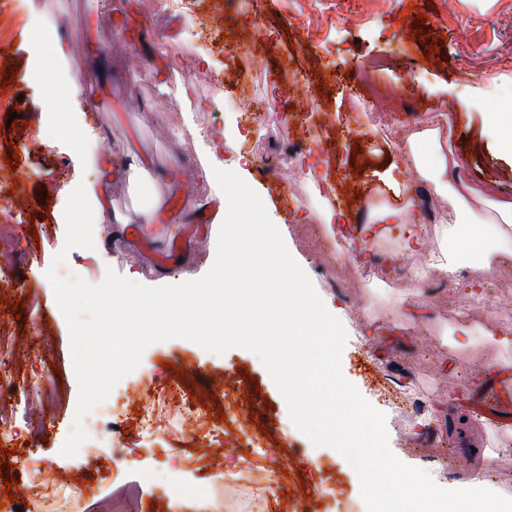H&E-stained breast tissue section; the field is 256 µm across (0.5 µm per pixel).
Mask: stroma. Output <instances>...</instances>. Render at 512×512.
<instances>
[{
    "label": "stroma",
    "mask_w": 512,
    "mask_h": 512,
    "mask_svg": "<svg viewBox=\"0 0 512 512\" xmlns=\"http://www.w3.org/2000/svg\"><path fill=\"white\" fill-rule=\"evenodd\" d=\"M0 0V219L13 224L17 246L0 255V373L36 379L60 370L65 388L48 408L36 447L30 421L17 411L7 443L16 496L30 488L49 495L50 512H245L264 492L265 512H366L357 472L334 449L316 447L294 426L287 404L254 353L225 354L174 338L151 344L138 368L110 397L117 405L104 433L86 440L88 456L61 449L73 427L78 386L69 333L45 273L58 252L62 268L97 284L107 270L158 287L202 277L212 266L224 213L215 170L248 161L243 180L260 196L283 241L323 302L332 303L347 340L344 378L386 416L390 448L404 464L428 471L446 489L493 484L512 498V335L499 332L483 309L485 296L512 294V238H500L490 205L512 201V153L502 145L512 113V0H262L258 51L201 32L213 11L156 14L151 0ZM428 19H421V12ZM57 41L33 45L35 24ZM423 32H416L415 24ZM185 45L199 65L198 90L182 101ZM437 56H429L430 46ZM385 56L387 86L403 89L397 112H381L359 75ZM42 65V83L29 81ZM14 80H7V72ZM289 110L274 109L281 97ZM368 110L352 122L355 97ZM252 99L256 110L235 111ZM60 122L83 126L73 150ZM308 144L294 170L267 173L264 159L284 152L297 128ZM368 158L355 167L352 148ZM19 150L6 163L8 146ZM454 159L457 193L469 208L422 179L418 165ZM315 166L323 192L303 172ZM100 184L111 202L95 225V246L65 250L62 218L79 184ZM428 195L441 220L424 225L408 197ZM166 208L155 223L143 212L155 198ZM200 202L193 223L173 222L186 200ZM351 206L362 220L386 207L407 210L382 238L343 237L327 227L326 205ZM458 223L491 252L503 277L469 297L474 265L455 262L444 222ZM421 235L422 248L405 239ZM187 260H180L181 251ZM359 254L372 275L341 274L343 255ZM428 270L447 291L424 295L407 280ZM21 301L14 317L7 305ZM188 379L206 394L205 426L187 418L182 432L144 422L148 385ZM417 396L425 408L414 417ZM35 460L23 470L17 450ZM91 472L93 485L74 489Z\"/></svg>",
    "instance_id": "obj_1"
}]
</instances>
